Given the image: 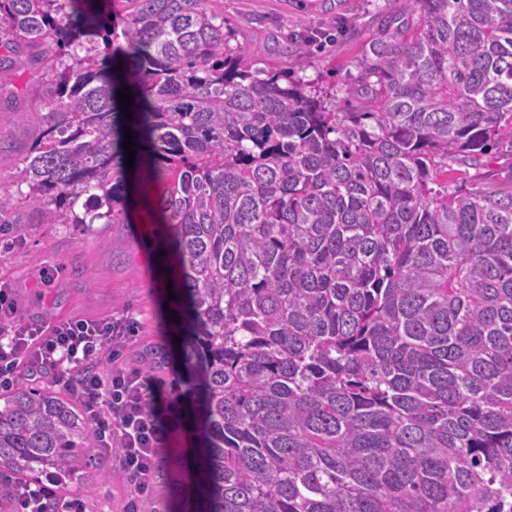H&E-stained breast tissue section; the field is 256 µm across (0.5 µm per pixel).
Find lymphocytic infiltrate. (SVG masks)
<instances>
[{
	"label": "lymphocytic infiltrate",
	"mask_w": 512,
	"mask_h": 512,
	"mask_svg": "<svg viewBox=\"0 0 512 512\" xmlns=\"http://www.w3.org/2000/svg\"><path fill=\"white\" fill-rule=\"evenodd\" d=\"M138 333L122 313L100 320L30 323L19 315L10 284L0 282V381L18 371L52 374L81 406L95 428L100 453L112 464L138 512L135 498L147 495L168 430L153 403L157 391L139 370L123 364L125 347ZM106 371H98L100 362Z\"/></svg>",
	"instance_id": "1"
}]
</instances>
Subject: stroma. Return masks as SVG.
<instances>
[{"instance_id":"stroma-1","label":"stroma","mask_w":512,"mask_h":512,"mask_svg":"<svg viewBox=\"0 0 512 512\" xmlns=\"http://www.w3.org/2000/svg\"><path fill=\"white\" fill-rule=\"evenodd\" d=\"M231 28L234 43L244 46L261 63L287 66L295 77L313 82L337 109L350 99L353 60L377 30L379 11L399 14V0H215ZM307 37L305 51L295 49ZM38 128L32 124L0 123V180L9 181L30 151ZM448 185L464 191H512V147L493 150L477 166L452 165ZM25 226L18 246L0 249V281L11 283L20 313L36 323L71 317L99 320L129 312L138 334L125 349L128 367L147 371L161 399L159 410L169 428V440L138 512H179L186 433L173 418L182 403L185 368L170 359L166 368L148 372L140 358L149 344L171 335L165 298L146 268L156 267L152 243L153 217L138 205L129 224H46L33 206L17 207ZM55 273L53 284L44 271ZM87 512H124L127 492L119 480H96L79 494Z\"/></svg>"}]
</instances>
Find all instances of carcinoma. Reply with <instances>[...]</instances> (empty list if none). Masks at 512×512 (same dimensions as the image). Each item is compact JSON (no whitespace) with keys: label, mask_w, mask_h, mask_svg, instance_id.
Wrapping results in <instances>:
<instances>
[{"label":"carcinoma","mask_w":512,"mask_h":512,"mask_svg":"<svg viewBox=\"0 0 512 512\" xmlns=\"http://www.w3.org/2000/svg\"><path fill=\"white\" fill-rule=\"evenodd\" d=\"M116 3L122 42L101 0H0V112L30 121L12 77L33 47L46 81L0 237L22 203L129 224L162 176L193 512H512V192L448 190V160L512 146V0H406L344 112L232 46L211 0ZM0 400V512L43 476L38 512H60L94 480L92 425L27 377Z\"/></svg>","instance_id":"obj_1"}]
</instances>
